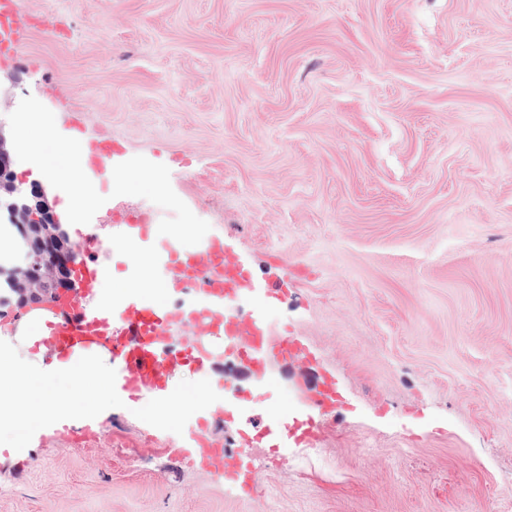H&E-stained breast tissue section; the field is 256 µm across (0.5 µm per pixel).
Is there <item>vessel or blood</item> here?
<instances>
[{
    "instance_id": "vessel-or-blood-1",
    "label": "vessel or blood",
    "mask_w": 512,
    "mask_h": 512,
    "mask_svg": "<svg viewBox=\"0 0 512 512\" xmlns=\"http://www.w3.org/2000/svg\"><path fill=\"white\" fill-rule=\"evenodd\" d=\"M27 32L21 0H0V54L13 55ZM63 137L78 149L77 168L85 184L120 177L136 165L121 144L91 136L79 114L65 123ZM118 208L112 194H95L80 211L74 232L84 237L102 215H116L112 250L121 263L112 267L77 259L81 294L60 296L34 311L30 352H48L61 362L83 353H108L112 397L139 415L146 442L253 497L258 472L250 446L277 457L289 448L316 445L326 417L341 406L333 377L303 340L272 327L269 315L286 300V286L260 282L228 247L223 232L206 229L188 244L146 215L122 214ZM117 272L126 287L116 295L109 284ZM297 366L308 371L298 383L303 409L268 412L238 429L231 446L213 434L214 421L241 412ZM188 376L198 380L190 396L179 384ZM148 400L177 413L178 423L143 415L141 405ZM104 435L101 422L62 411L55 421L35 427L21 446L40 447L54 439L84 446Z\"/></svg>"
}]
</instances>
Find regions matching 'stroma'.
<instances>
[{"label":"stroma","mask_w":512,"mask_h":512,"mask_svg":"<svg viewBox=\"0 0 512 512\" xmlns=\"http://www.w3.org/2000/svg\"><path fill=\"white\" fill-rule=\"evenodd\" d=\"M0 121L77 113L155 162L109 184L287 279L274 327L336 378L312 459L256 499L113 409L104 441L0 456V512H512V0H23ZM57 208L59 178L15 161ZM371 449L363 457L361 449Z\"/></svg>","instance_id":"35a3bbf8"}]
</instances>
